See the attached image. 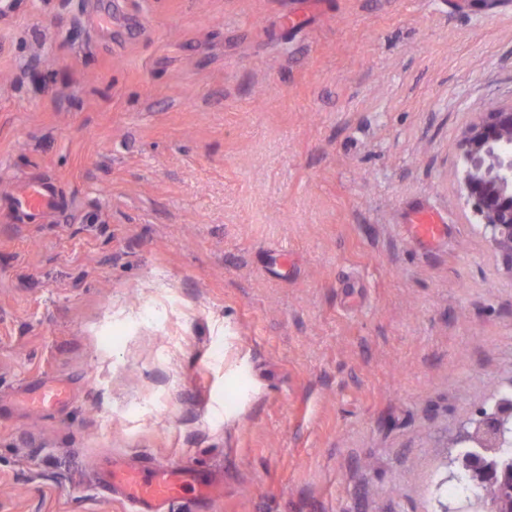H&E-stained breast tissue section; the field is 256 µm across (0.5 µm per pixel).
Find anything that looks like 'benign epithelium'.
<instances>
[{
	"label": "benign epithelium",
	"instance_id": "1",
	"mask_svg": "<svg viewBox=\"0 0 512 512\" xmlns=\"http://www.w3.org/2000/svg\"><path fill=\"white\" fill-rule=\"evenodd\" d=\"M461 190L476 223L489 233L501 264L512 273V106L497 107L470 127L459 144ZM512 426V400L476 411L454 445L477 448L459 471L473 487L491 494L476 500L482 512H512V455L504 448Z\"/></svg>",
	"mask_w": 512,
	"mask_h": 512
}]
</instances>
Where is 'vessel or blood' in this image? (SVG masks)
Segmentation results:
<instances>
[{"instance_id":"obj_1","label":"vessel or blood","mask_w":512,"mask_h":512,"mask_svg":"<svg viewBox=\"0 0 512 512\" xmlns=\"http://www.w3.org/2000/svg\"><path fill=\"white\" fill-rule=\"evenodd\" d=\"M412 239L424 244L440 240L446 233L444 218L430 210L419 211L410 224ZM114 493L135 503L140 512H162L167 503L188 488L179 465L157 464L145 471L134 467H114L106 474Z\"/></svg>"}]
</instances>
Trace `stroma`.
Returning a JSON list of instances; mask_svg holds the SVG:
<instances>
[{
    "instance_id": "stroma-1",
    "label": "stroma",
    "mask_w": 512,
    "mask_h": 512,
    "mask_svg": "<svg viewBox=\"0 0 512 512\" xmlns=\"http://www.w3.org/2000/svg\"><path fill=\"white\" fill-rule=\"evenodd\" d=\"M510 105L504 0H13L0 512H136L112 457L217 479L168 512H467L451 443L512 396V273L459 144ZM409 227L412 239L424 244H433L446 233L444 218L430 210L419 211Z\"/></svg>"
}]
</instances>
